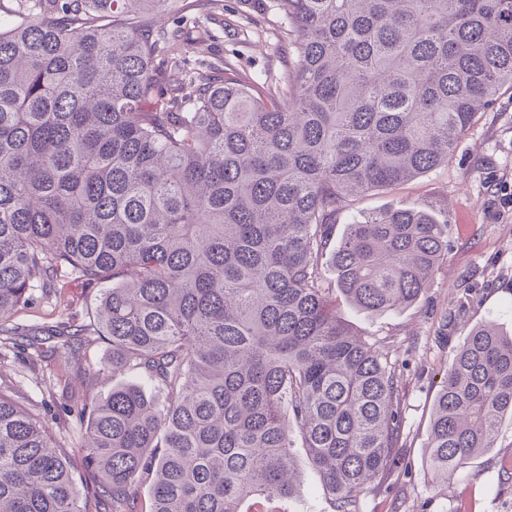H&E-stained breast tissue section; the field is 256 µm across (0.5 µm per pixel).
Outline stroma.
<instances>
[{
    "instance_id": "1",
    "label": "stroma",
    "mask_w": 512,
    "mask_h": 512,
    "mask_svg": "<svg viewBox=\"0 0 512 512\" xmlns=\"http://www.w3.org/2000/svg\"><path fill=\"white\" fill-rule=\"evenodd\" d=\"M157 29L183 26L193 41L188 67L199 72L233 69L257 83L283 80L292 65L283 55V24L250 0H224L208 11L190 0L154 16ZM387 207H418L449 222L448 253L430 286L413 306L383 314L341 304L339 315L358 335L386 353L400 375V430L395 465L372 484L362 512H512V419H503L496 445L436 480L428 461L433 404L456 349L469 330L493 321L512 331V88L478 113L447 164L388 191L350 198L336 216L337 232L364 214ZM95 297L70 280L61 295L36 289L17 322L88 323ZM55 339L18 354L0 348V388L47 419L62 452L72 453L85 432L82 421L52 420L49 409L67 386ZM295 464L301 481L287 500H250L245 512H334L303 449Z\"/></svg>"
}]
</instances>
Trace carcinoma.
Returning a JSON list of instances; mask_svg holds the SVG:
<instances>
[{
	"label": "carcinoma",
	"instance_id": "carcinoma-1",
	"mask_svg": "<svg viewBox=\"0 0 512 512\" xmlns=\"http://www.w3.org/2000/svg\"><path fill=\"white\" fill-rule=\"evenodd\" d=\"M174 0H14L0 25V345L44 332L83 376L59 417L70 457L0 392V512H243L288 499L305 448L335 512H360L395 464L400 377L337 315L407 308L448 253L425 210L372 212L324 255L347 197L448 162L512 87V0H258L294 63L256 90L231 69L158 89L153 37ZM70 274L100 290L89 323L14 320ZM137 381L90 397L82 337ZM512 416V334L473 327L448 368L427 448L446 475L495 447ZM97 481L82 489L74 463ZM148 487V510L138 489Z\"/></svg>",
	"mask_w": 512,
	"mask_h": 512
}]
</instances>
